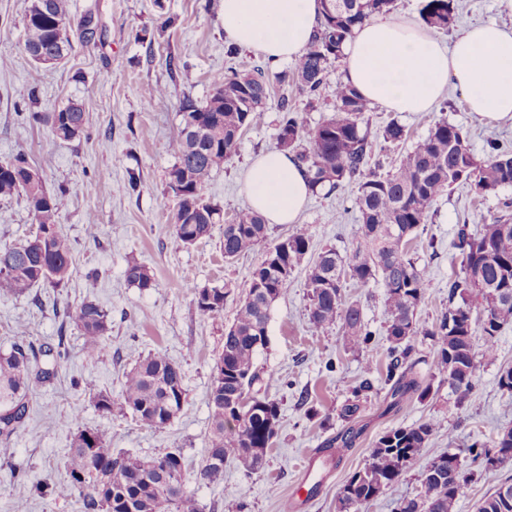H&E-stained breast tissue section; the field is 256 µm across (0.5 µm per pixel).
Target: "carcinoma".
<instances>
[{
  "label": "carcinoma",
  "mask_w": 512,
  "mask_h": 512,
  "mask_svg": "<svg viewBox=\"0 0 512 512\" xmlns=\"http://www.w3.org/2000/svg\"><path fill=\"white\" fill-rule=\"evenodd\" d=\"M393 3L322 0L317 34L291 69L275 75L276 81L296 89L313 105L316 91L327 80L331 65L343 58V47L355 30L389 13ZM455 10V0H427L422 20L430 29L447 30L455 22ZM69 12V0H30L23 20L25 52L64 59L70 48ZM268 96V78L256 68L215 77L213 94L204 105L189 96L181 101L180 135L171 144L175 163L168 172V186L177 199V243L188 247L211 235L219 208L205 200L204 188L213 171L236 155L243 132L261 123ZM334 100V113L312 127L289 97L278 103L276 148L292 153L296 163L306 168L312 191L358 181L355 204L360 224L355 245L345 254L334 248L322 251L307 273L311 328L322 332L339 323L351 348L374 350V332L359 303L349 299L344 288L348 278L363 284L378 282L388 312L385 336L390 362L384 384L390 405L397 406L406 397L424 398L430 391L414 372L419 336L431 339L436 347L435 374L450 379L448 386L463 398L473 388L477 358H496L499 333L512 322V222L497 217L473 230L467 224L457 227L453 246L461 257L460 273L448 280V310L430 326L417 319L430 279L427 268L413 257L411 243L427 223L434 203L454 185L470 184L481 195L512 186V151L490 140L480 158L461 128L442 119L401 156L394 172L384 175L371 167L374 143L362 128L371 111L369 102L341 82L336 84ZM40 120L62 141L80 138L86 128V113L74 101ZM191 121L196 124L194 133L187 132ZM381 137L386 143H399L406 138L405 127L393 119ZM29 169L23 149L0 161V198L23 196L34 221L24 242L0 246V297H20L40 284L59 287L73 274L72 244L59 224L68 204L67 191L48 192L42 179L31 178ZM267 231L261 215L251 209L239 211L232 223L224 225V258L250 251L266 239ZM310 243V227L296 226L249 274L248 291L211 368L209 448L196 472L198 481L223 478L226 462L235 463L247 476L266 466L279 426V406L253 392L261 380L254 357L268 342L271 305L288 291ZM125 277L139 288L159 287L147 268L135 261L128 263ZM189 292L199 317L212 319L224 311V289L192 284ZM69 318L83 337L84 356L90 361L103 357L110 325L107 311L85 300ZM364 371L366 377L338 409L343 430L328 439L323 450L337 445L349 448L355 442L361 397L373 389L368 377L371 366ZM52 378L53 372L39 367L36 355L25 346L15 344L0 351V442L8 443L23 425L33 394ZM86 388L98 411L109 415L115 409L128 411L155 431L167 429L186 403L184 372L161 351L148 353L126 373L117 400L90 381ZM440 426L441 421L430 419L382 434L371 448V461L341 487L338 512H361L362 506L391 490ZM467 457L485 471L512 459V428L497 431L489 440L473 439ZM458 480L468 484L459 453H441L421 473L420 496L399 501L396 512H454L462 494L455 487ZM186 483L181 449L138 456L112 448L104 433L78 424L63 474L36 483L35 489L57 497L76 494L84 512H199ZM477 512H512V499L504 500L498 487L482 498Z\"/></svg>",
  "instance_id": "cac0c4a2"
}]
</instances>
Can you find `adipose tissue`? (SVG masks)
<instances>
[{
    "label": "adipose tissue",
    "instance_id": "obj_1",
    "mask_svg": "<svg viewBox=\"0 0 512 512\" xmlns=\"http://www.w3.org/2000/svg\"><path fill=\"white\" fill-rule=\"evenodd\" d=\"M321 10V0H224V34L291 60L307 49ZM344 65L345 84L388 111L432 110L451 86L479 119L512 122V27L473 25L447 47L408 20H378L355 32ZM245 185L252 210L270 224L296 223L309 193L306 172L276 149L251 164Z\"/></svg>",
    "mask_w": 512,
    "mask_h": 512
}]
</instances>
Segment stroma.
Returning <instances> with one entry per match:
<instances>
[{"mask_svg": "<svg viewBox=\"0 0 512 512\" xmlns=\"http://www.w3.org/2000/svg\"><path fill=\"white\" fill-rule=\"evenodd\" d=\"M30 0H0V161L24 148L29 164L43 178L48 191L66 187L69 202L60 225L74 250L72 280L57 288L38 285L19 298H0V350L18 342L61 344L59 357L39 356L41 367L55 371L29 404V414L10 442L13 460L26 477L0 464V512H15L25 502L26 512H82L78 497L58 498L35 491L36 481L57 474L75 424L96 428L111 439L113 448L150 456L169 448L181 449L190 473L187 488L202 512H284L295 492L309 493L305 512H337V494L347 478L370 461L375 440L385 431L431 418L443 422L400 481L385 495L365 505L362 512H394L398 499L420 495L419 476L438 454L466 447L473 436L490 435L512 427V396L498 387L501 365L512 364V323L499 335L496 359L477 364L475 385L465 398L453 394L434 373L435 348L431 341L416 344V371L427 383L426 398L405 399L388 408L385 390L370 393L356 423L360 436L344 449L341 460L330 462L320 453L342 423L336 410L349 396L364 366L373 378L385 372L386 353L359 352L347 344L340 326L322 333L312 331L307 309L306 267H298L287 292L269 311L268 343L257 351L255 364L262 371V389L280 408V425L267 465L247 476L235 464L224 466L222 480L207 483L195 473L208 446L210 368L224 345V332L235 317L238 302L248 289L249 272L261 262L268 247L291 230L287 224L270 225L265 242L244 256L225 259L221 242L224 226L236 212L248 208L244 176L260 153L274 149L277 102L289 89L272 84L263 122L247 129L238 152L215 170L204 195L220 210L210 237L184 247L174 238L176 200L167 189V172L174 163L170 143L180 130L179 106L183 97L206 104L218 73L251 71L268 74L287 68L254 49H240L228 57L224 47V0H70L67 34L71 48L64 64H35L23 48V19ZM93 14L103 32L92 39L80 35L84 15ZM512 26V14L501 11L498 0H458L452 30L440 32L451 41L471 24ZM182 58L178 75H170L169 56ZM159 85L165 93L146 95ZM290 94V93H289ZM76 100L82 103L87 124L84 135L71 142L54 139L49 129L34 120V113H49ZM369 131L378 134L389 121L402 124L406 141L379 152L384 169L399 155L426 137L435 122L445 119L460 126L477 156H484L488 140L512 148V124H490L468 112L459 92L444 93L430 112L392 114L373 107ZM139 178L129 189L128 176ZM358 185L346 182L334 190L311 194L299 217L309 225V258L326 246L349 251L356 237ZM512 201V186L478 196L469 185L456 186L433 205L425 231L413 243L432 283L417 317L432 324L448 307V279L459 269L452 241L457 225L480 224L504 214ZM32 217L24 198H0V244L24 240ZM144 264L158 282L144 290L127 282L128 262ZM94 288H87L88 276ZM198 287H223L228 297L223 313L201 319L186 282ZM345 293L359 302L371 330L382 331L387 320L380 283L347 281ZM98 303L110 314L108 356L87 361L82 338L67 313L84 299ZM164 351L185 374L187 401L182 413L164 431L140 426L131 415L103 414L85 390V378L99 388L120 394L126 372L149 352ZM334 371H327V363ZM325 473L317 490L300 484L305 462ZM471 479L460 495L455 512H476L478 501L501 481L512 478V460L496 470L466 465Z\"/></svg>", "mask_w": 512, "mask_h": 512, "instance_id": "stroma-1", "label": "stroma"}]
</instances>
